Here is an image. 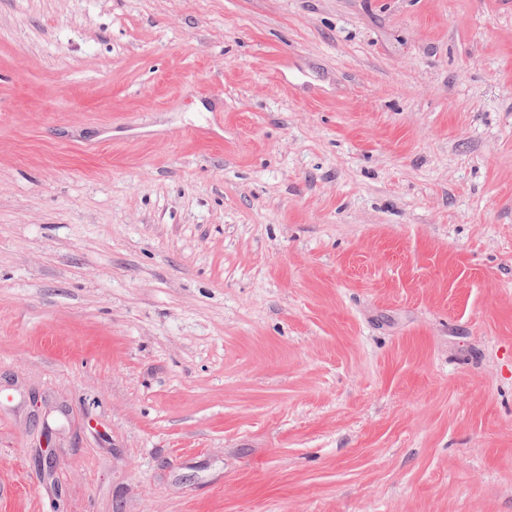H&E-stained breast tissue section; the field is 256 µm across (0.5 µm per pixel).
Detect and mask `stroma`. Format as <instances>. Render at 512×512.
Listing matches in <instances>:
<instances>
[{
	"instance_id": "obj_1",
	"label": "stroma",
	"mask_w": 512,
	"mask_h": 512,
	"mask_svg": "<svg viewBox=\"0 0 512 512\" xmlns=\"http://www.w3.org/2000/svg\"><path fill=\"white\" fill-rule=\"evenodd\" d=\"M0 512H512V0H0Z\"/></svg>"
}]
</instances>
